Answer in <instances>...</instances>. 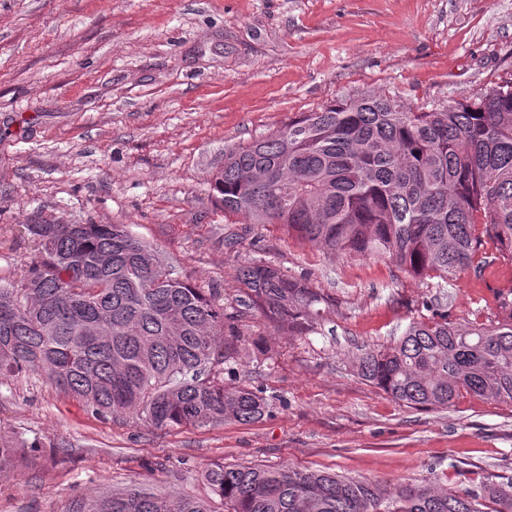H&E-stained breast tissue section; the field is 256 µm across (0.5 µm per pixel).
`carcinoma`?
<instances>
[{"label": "carcinoma", "instance_id": "carcinoma-1", "mask_svg": "<svg viewBox=\"0 0 512 512\" xmlns=\"http://www.w3.org/2000/svg\"><path fill=\"white\" fill-rule=\"evenodd\" d=\"M211 187L224 215L288 237L375 257L443 280L472 263L479 237L512 262V80L483 95L414 109L385 93L345 98L224 151ZM42 246L0 284V380L40 372L93 414H133L156 429L260 420V392L224 383V308L124 224H30ZM240 291L279 332L309 334L323 293L261 260ZM485 322L438 308L395 342L364 348L357 375L403 405L449 406L466 391L512 404V299ZM0 441V473L22 462ZM224 512H512V480L481 491L387 488L336 472L217 466L205 475ZM70 512H215L207 500L137 486L76 500Z\"/></svg>", "mask_w": 512, "mask_h": 512}]
</instances>
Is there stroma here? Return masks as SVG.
<instances>
[{
	"label": "stroma",
	"instance_id": "35a3bbf8",
	"mask_svg": "<svg viewBox=\"0 0 512 512\" xmlns=\"http://www.w3.org/2000/svg\"><path fill=\"white\" fill-rule=\"evenodd\" d=\"M510 78L512 0H0V282L39 256L29 225H127L223 304L232 380L270 405L248 425L158 430L95 416L41 374L1 381L0 439L26 456L0 474V512H68L133 483L207 498L216 464L454 490L512 478L511 404L464 392L416 410L352 365L431 305L493 318L512 264L489 240L440 288L235 223L211 188L226 149L296 114L375 92L419 107ZM250 259L331 298L317 332H276L246 305Z\"/></svg>",
	"mask_w": 512,
	"mask_h": 512
}]
</instances>
